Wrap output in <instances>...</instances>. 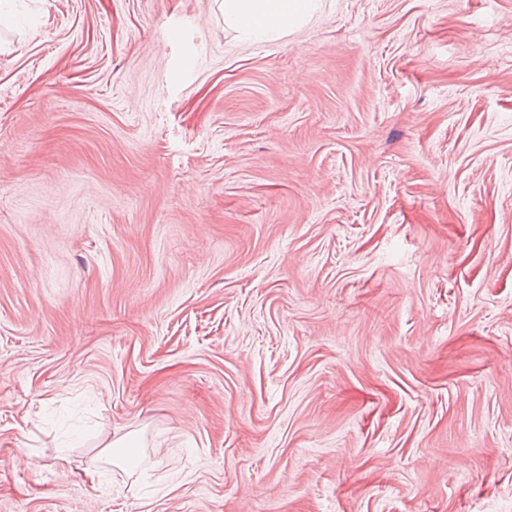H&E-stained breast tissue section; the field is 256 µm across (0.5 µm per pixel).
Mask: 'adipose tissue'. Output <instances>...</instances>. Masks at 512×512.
<instances>
[{
    "mask_svg": "<svg viewBox=\"0 0 512 512\" xmlns=\"http://www.w3.org/2000/svg\"><path fill=\"white\" fill-rule=\"evenodd\" d=\"M316 0H224L238 27L260 37L313 13Z\"/></svg>",
    "mask_w": 512,
    "mask_h": 512,
    "instance_id": "1",
    "label": "adipose tissue"
}]
</instances>
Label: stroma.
I'll return each mask as SVG.
<instances>
[{"label":"stroma","mask_w":512,"mask_h":512,"mask_svg":"<svg viewBox=\"0 0 512 512\" xmlns=\"http://www.w3.org/2000/svg\"><path fill=\"white\" fill-rule=\"evenodd\" d=\"M0 512H512V0H11ZM317 0H225L224 9L238 27L256 37L290 26L310 15Z\"/></svg>","instance_id":"1"}]
</instances>
